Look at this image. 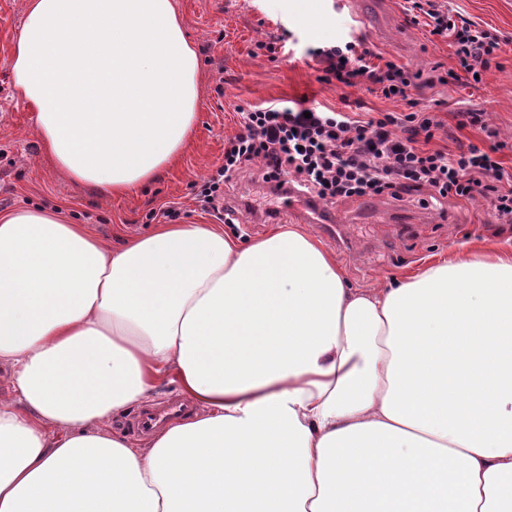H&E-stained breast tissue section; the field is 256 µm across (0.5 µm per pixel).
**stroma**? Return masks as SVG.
<instances>
[{"label": "stroma", "mask_w": 512, "mask_h": 512, "mask_svg": "<svg viewBox=\"0 0 512 512\" xmlns=\"http://www.w3.org/2000/svg\"><path fill=\"white\" fill-rule=\"evenodd\" d=\"M26 0H0V211L57 206L71 223L87 225L112 245L149 233L163 223L162 209L177 208L178 223L212 224L199 192L224 162V149L241 129L243 109L271 100L307 99L309 105L336 109L343 101L361 102L368 112H403L399 100H387L362 87L339 89L321 81L322 66L307 49L350 39L358 30L356 13L376 22L362 34L375 53L407 65L412 72L455 67L449 42L430 36L424 24L412 23L406 0H178L185 33L200 58L199 106L189 148L150 184L124 196H112L72 182L54 168L37 136L35 111L14 91L9 77L11 47L18 38ZM454 13L496 36L502 51L481 82L461 79L455 86L418 83L415 96L435 112L443 126L432 147L458 144L487 146L481 130L457 125L456 113L481 111L509 147L502 154L512 174V0H448ZM285 37L286 51L270 58L257 42ZM235 208L225 232L245 242L286 224L293 201L274 199L273 210L252 208L265 202V190L250 173L233 177L224 189ZM340 218L339 236L308 230L321 237L343 267L351 285L373 288L390 277L409 275L424 265L451 260L469 244H512V224H502L491 203L481 197L420 203L418 196L387 195L338 200L330 206Z\"/></svg>", "instance_id": "stroma-1"}]
</instances>
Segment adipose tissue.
Instances as JSON below:
<instances>
[{
    "label": "adipose tissue",
    "mask_w": 512,
    "mask_h": 512,
    "mask_svg": "<svg viewBox=\"0 0 512 512\" xmlns=\"http://www.w3.org/2000/svg\"><path fill=\"white\" fill-rule=\"evenodd\" d=\"M11 79L70 179L122 196L187 149L177 0H26ZM0 512H512V247L351 287L298 226L115 247L0 213ZM200 415L108 422L164 383Z\"/></svg>",
    "instance_id": "ef3b65f1"
}]
</instances>
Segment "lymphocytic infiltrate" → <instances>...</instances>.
<instances>
[{
	"mask_svg": "<svg viewBox=\"0 0 512 512\" xmlns=\"http://www.w3.org/2000/svg\"><path fill=\"white\" fill-rule=\"evenodd\" d=\"M411 2L413 11L428 17L431 36L450 42L457 60L456 69L431 75L430 83L454 84L489 69L501 49L496 37L453 16L440 0ZM309 54L321 63L324 81L401 99L407 111L363 119L355 112L308 109L290 100L249 108L242 114L241 131L224 150L223 165L200 192L205 208L223 212L225 183L257 163L262 182L276 193L289 184L328 202L384 193L399 198L412 191L428 192L434 200L481 196L491 200L505 223H512V175L498 157L506 144L484 113H462L458 125L485 132L493 140L489 148H431L442 123L433 113L419 110L410 94L415 76L407 67L377 57L359 39L313 48Z\"/></svg>",
	"mask_w": 512,
	"mask_h": 512,
	"instance_id": "f902f5d3",
	"label": "lymphocytic infiltrate"
}]
</instances>
